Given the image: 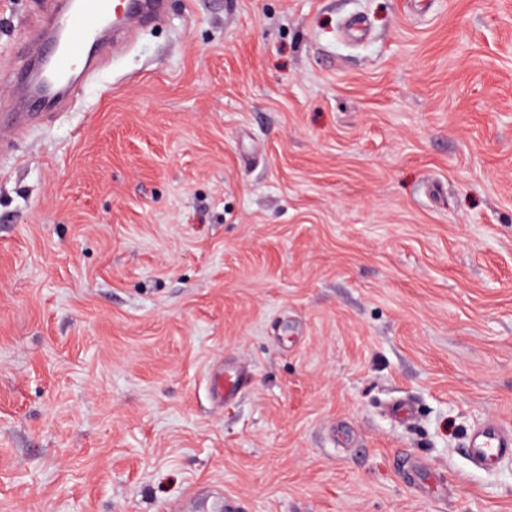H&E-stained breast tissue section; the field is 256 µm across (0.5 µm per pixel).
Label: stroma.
<instances>
[{
  "mask_svg": "<svg viewBox=\"0 0 512 512\" xmlns=\"http://www.w3.org/2000/svg\"><path fill=\"white\" fill-rule=\"evenodd\" d=\"M75 97L0 153V512H512V0H169ZM248 379V371L238 366L229 372L218 371L211 378V393L219 404L224 402V395L234 393ZM466 452L473 464L493 470L512 458V430L495 420L483 421L472 429Z\"/></svg>",
  "mask_w": 512,
  "mask_h": 512,
  "instance_id": "1",
  "label": "stroma"
}]
</instances>
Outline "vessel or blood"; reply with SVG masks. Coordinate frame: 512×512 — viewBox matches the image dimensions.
<instances>
[{
    "instance_id": "obj_1",
    "label": "vessel or blood",
    "mask_w": 512,
    "mask_h": 512,
    "mask_svg": "<svg viewBox=\"0 0 512 512\" xmlns=\"http://www.w3.org/2000/svg\"><path fill=\"white\" fill-rule=\"evenodd\" d=\"M166 0H57L35 39L28 42L29 64L12 82L14 112L0 113V147L26 135L43 120L31 111L33 103L69 104L79 83L100 69L112 44L124 41L130 30L160 20ZM248 378L245 367L216 372L211 393L216 402L234 393ZM466 452L476 466L492 470L512 458V430L494 420L476 425Z\"/></svg>"
}]
</instances>
